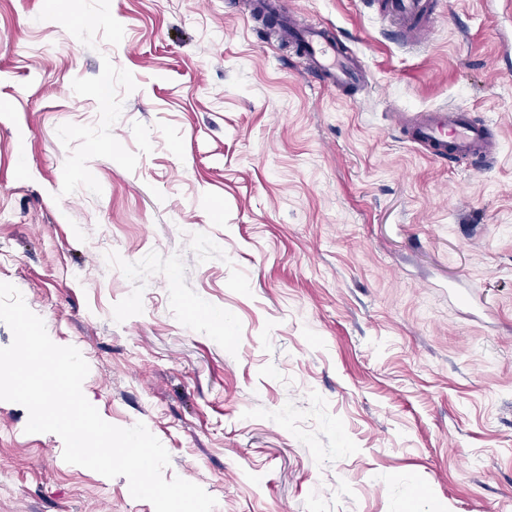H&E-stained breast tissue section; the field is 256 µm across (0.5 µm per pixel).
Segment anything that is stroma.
Returning <instances> with one entry per match:
<instances>
[{
	"label": "stroma",
	"instance_id": "35a3bbf8",
	"mask_svg": "<svg viewBox=\"0 0 512 512\" xmlns=\"http://www.w3.org/2000/svg\"><path fill=\"white\" fill-rule=\"evenodd\" d=\"M286 2L365 92L247 0H0V282L214 512H512V8L434 0L414 45ZM442 106L496 126L485 168L402 138ZM27 421L0 401V512H154ZM258 11L269 23L272 17L281 32L277 40L288 45L295 43L303 52L312 70L339 91L358 92L368 88L365 71L351 54L345 50L340 37L322 27L300 24L295 17L283 21L270 2L258 4Z\"/></svg>",
	"mask_w": 512,
	"mask_h": 512
}]
</instances>
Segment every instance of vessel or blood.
I'll return each instance as SVG.
<instances>
[{
	"mask_svg": "<svg viewBox=\"0 0 512 512\" xmlns=\"http://www.w3.org/2000/svg\"><path fill=\"white\" fill-rule=\"evenodd\" d=\"M382 6L403 35L411 37L417 44L424 41L427 0H383ZM279 27L278 41L296 45L312 70L337 90L358 92L367 89L365 71L333 32L300 24L294 18L280 22ZM403 133L410 143L423 148L440 162L463 158L482 167L495 149L487 124L477 121L469 110L462 108L440 107L411 113Z\"/></svg>",
	"mask_w": 512,
	"mask_h": 512,
	"instance_id": "b4317fda",
	"label": "vessel or blood"
}]
</instances>
